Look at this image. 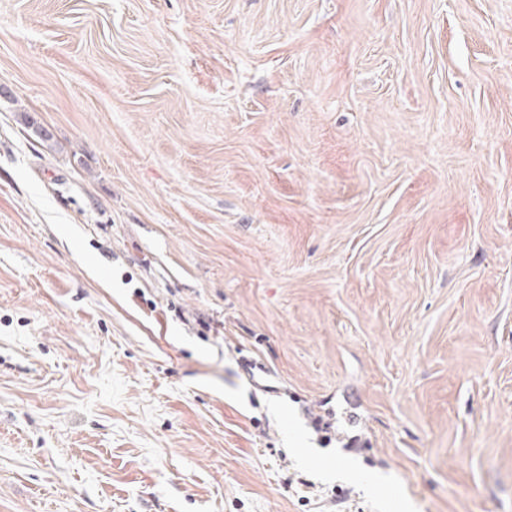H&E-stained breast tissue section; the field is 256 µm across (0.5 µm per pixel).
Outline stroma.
<instances>
[{"label":"stroma","mask_w":512,"mask_h":512,"mask_svg":"<svg viewBox=\"0 0 512 512\" xmlns=\"http://www.w3.org/2000/svg\"><path fill=\"white\" fill-rule=\"evenodd\" d=\"M0 512H512V0H0Z\"/></svg>","instance_id":"obj_1"}]
</instances>
